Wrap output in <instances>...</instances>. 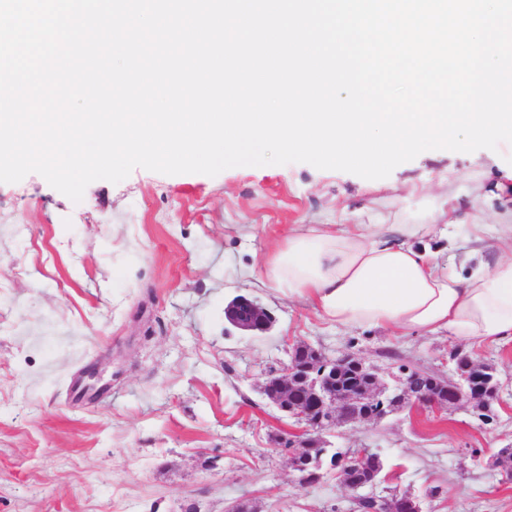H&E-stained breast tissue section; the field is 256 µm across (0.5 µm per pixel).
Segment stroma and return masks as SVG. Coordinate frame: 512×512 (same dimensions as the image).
I'll list each match as a JSON object with an SVG mask.
<instances>
[{
    "label": "stroma",
    "instance_id": "obj_1",
    "mask_svg": "<svg viewBox=\"0 0 512 512\" xmlns=\"http://www.w3.org/2000/svg\"><path fill=\"white\" fill-rule=\"evenodd\" d=\"M512 215V144L428 150L384 179L307 163L239 166L210 177L134 169L72 202L41 175L0 183V512H353L336 473L293 482L273 435L291 429L260 392L265 371L305 341L390 371L455 379L447 336L344 329L259 286L265 252L292 224H474ZM273 315L233 328L237 296ZM502 383L498 402L436 414L404 409L338 427L367 449L376 492L423 512H512V479L486 456L512 445V346L473 348ZM97 367L106 394L73 391Z\"/></svg>",
    "mask_w": 512,
    "mask_h": 512
}]
</instances>
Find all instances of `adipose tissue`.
<instances>
[{
    "label": "adipose tissue",
    "mask_w": 512,
    "mask_h": 512,
    "mask_svg": "<svg viewBox=\"0 0 512 512\" xmlns=\"http://www.w3.org/2000/svg\"><path fill=\"white\" fill-rule=\"evenodd\" d=\"M449 233L446 224L295 225L266 253V275L342 328L512 346V224L472 225L459 265L429 245Z\"/></svg>",
    "instance_id": "1"
}]
</instances>
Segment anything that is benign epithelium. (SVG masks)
I'll list each match as a JSON object with an SVG mask.
<instances>
[{"mask_svg": "<svg viewBox=\"0 0 512 512\" xmlns=\"http://www.w3.org/2000/svg\"><path fill=\"white\" fill-rule=\"evenodd\" d=\"M224 314L233 327L255 335L269 331L274 323V317L268 309L241 295L225 308ZM293 348L308 349L312 355L310 362L304 367H298L294 361L289 360L277 368L270 369L260 384V390L270 394L271 403L280 411L304 425L302 435H282L276 447L277 451L287 457L294 481L300 486L308 485L309 475L306 471L311 468L325 473L336 471L340 477H345V472L355 463L350 454H338L333 449L325 459L314 462L305 456L302 447L306 446L308 435L319 436L346 423L372 422L367 414L359 412L361 402H399L403 407L417 404L435 411L451 410L459 405L457 394L463 388V382L460 380H444L429 373L428 382L417 386L414 384L417 375L409 368H402L400 375L394 377V384L391 385L385 381L384 372L366 364L354 354L347 353L332 358L304 342L294 344ZM338 366L366 369L372 373L373 382L359 394H338L331 386L332 377ZM468 369L488 374L487 387L480 393L470 396L472 406L480 410L484 404L499 396L502 384L496 369L490 364L472 359ZM300 386L312 395L314 406L302 409L292 403V396ZM342 484L348 491L356 494L354 501L357 506L364 507V512H420L419 505L409 495H394L390 498L377 496L374 493L376 480L373 474L359 485L350 484L345 480Z\"/></svg>", "mask_w": 512, "mask_h": 512, "instance_id": "benign-epithelium-1", "label": "benign epithelium"}]
</instances>
